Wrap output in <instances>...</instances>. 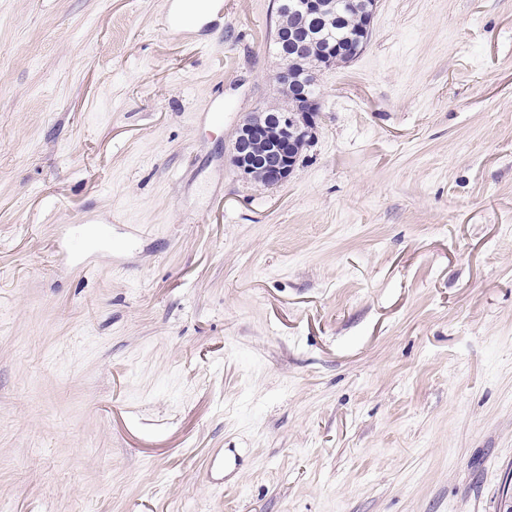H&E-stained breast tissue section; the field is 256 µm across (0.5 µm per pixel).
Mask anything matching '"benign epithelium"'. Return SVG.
Masks as SVG:
<instances>
[{
	"label": "benign epithelium",
	"instance_id": "7a95c632",
	"mask_svg": "<svg viewBox=\"0 0 512 512\" xmlns=\"http://www.w3.org/2000/svg\"><path fill=\"white\" fill-rule=\"evenodd\" d=\"M379 0H346L364 20V32L371 31ZM298 6L308 14L336 9L334 0H302ZM279 62L268 75L269 83L282 95H288V73L293 65L286 53H277ZM291 108L271 112L259 108L248 113L236 127L230 148V163L245 180L276 187L293 174L303 146L314 140L321 106L318 98L301 91L292 96Z\"/></svg>",
	"mask_w": 512,
	"mask_h": 512
}]
</instances>
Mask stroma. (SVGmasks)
Returning a JSON list of instances; mask_svg holds the SVG:
<instances>
[{"label":"stroma","instance_id":"stroma-1","mask_svg":"<svg viewBox=\"0 0 512 512\" xmlns=\"http://www.w3.org/2000/svg\"><path fill=\"white\" fill-rule=\"evenodd\" d=\"M214 2L0 0V512H499L512 0H379L272 188L273 0ZM211 1L213 0H175L172 12L195 19L198 28L216 14ZM293 105L276 112V107L258 108L248 113L236 127L230 148V163L239 177L264 186L276 187L293 174L299 153L307 142H313L321 106L318 97L300 91L289 95ZM264 143L263 155L254 152ZM259 156L261 157L260 159Z\"/></svg>","mask_w":512,"mask_h":512}]
</instances>
